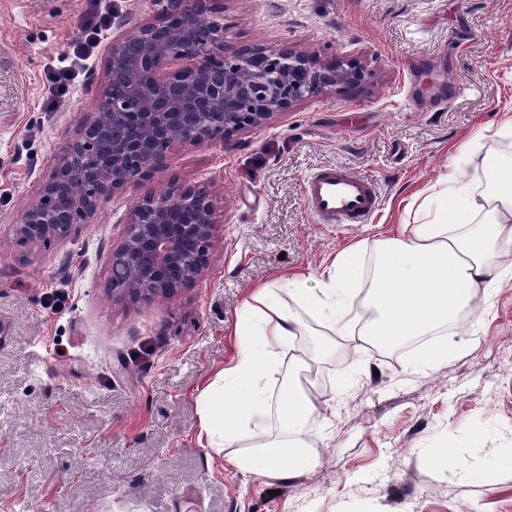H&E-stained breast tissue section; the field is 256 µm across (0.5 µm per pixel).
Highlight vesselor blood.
I'll return each instance as SVG.
<instances>
[{
	"label": "vessel or blood",
	"instance_id": "b4317fda",
	"mask_svg": "<svg viewBox=\"0 0 512 512\" xmlns=\"http://www.w3.org/2000/svg\"><path fill=\"white\" fill-rule=\"evenodd\" d=\"M302 197L320 224H366L380 207L371 176L337 165L315 169L303 184Z\"/></svg>",
	"mask_w": 512,
	"mask_h": 512
}]
</instances>
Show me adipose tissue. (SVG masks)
Listing matches in <instances>:
<instances>
[{
	"instance_id": "adipose-tissue-1",
	"label": "adipose tissue",
	"mask_w": 512,
	"mask_h": 512,
	"mask_svg": "<svg viewBox=\"0 0 512 512\" xmlns=\"http://www.w3.org/2000/svg\"><path fill=\"white\" fill-rule=\"evenodd\" d=\"M512 135V114L497 129H483L463 142L443 179L425 198V220L401 224L397 235L360 242L335 259L319 288L300 277L279 278L246 301L237 327L238 353L201 397L202 435L226 453L240 472L264 467L280 479L316 464L304 437L316 407L298 377L304 366L288 358L294 339L315 317L324 338L315 359L335 357L340 337H359L369 347L390 349L449 325H473L474 303L505 277L496 262L512 246V153L493 159L484 188L466 179L462 166L481 140ZM373 258L368 289L356 288L355 263ZM287 366L294 384L272 401L268 377Z\"/></svg>"
}]
</instances>
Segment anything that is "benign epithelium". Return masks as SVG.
<instances>
[{
  "label": "benign epithelium",
  "mask_w": 512,
  "mask_h": 512,
  "mask_svg": "<svg viewBox=\"0 0 512 512\" xmlns=\"http://www.w3.org/2000/svg\"><path fill=\"white\" fill-rule=\"evenodd\" d=\"M160 10L130 36L112 41L96 112L62 152L41 196L22 213L13 233L34 246L69 235L101 198L140 184L160 168L171 148L219 142L237 144L242 132L265 125L296 102L338 86L360 84L357 58L323 59L290 47H227L224 0H157ZM209 28L200 45L195 33ZM128 85L124 99L112 83ZM128 232L112 249V271L126 286L120 296L169 298L193 285L209 267L215 209L203 189L146 192L129 212Z\"/></svg>",
  "instance_id": "1"
}]
</instances>
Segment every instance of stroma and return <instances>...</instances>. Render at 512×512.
I'll list each match as a JSON object with an SVG mask.
<instances>
[{
  "label": "stroma",
  "mask_w": 512,
  "mask_h": 512,
  "mask_svg": "<svg viewBox=\"0 0 512 512\" xmlns=\"http://www.w3.org/2000/svg\"><path fill=\"white\" fill-rule=\"evenodd\" d=\"M97 8L0 0V512H512V279L425 370L376 348L308 364L318 461L293 477L241 473L199 439L251 289L283 273L318 287L348 246L413 221L455 147L512 113V0H224L226 44L354 56L368 80L295 103L234 149L175 146L69 237L23 246L13 226L94 112L113 37L157 10L112 0L117 23L53 107L52 66ZM451 81L464 92L441 103ZM326 164L376 179L372 223L315 221L302 183ZM187 186L213 194L208 270L171 298L115 299L112 249L135 201Z\"/></svg>",
  "instance_id": "stroma-1"
}]
</instances>
